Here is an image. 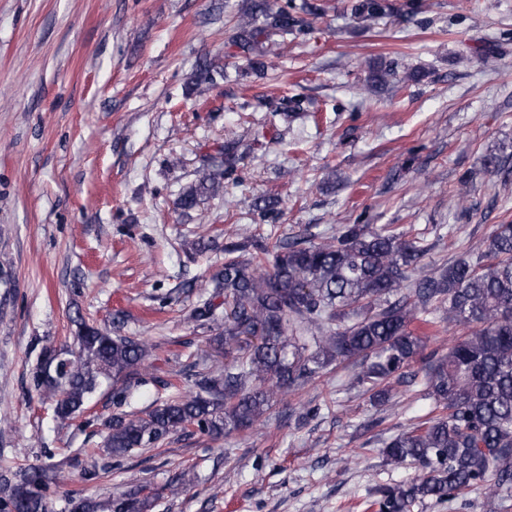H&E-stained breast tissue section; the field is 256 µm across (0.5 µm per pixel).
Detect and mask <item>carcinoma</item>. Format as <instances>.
I'll return each mask as SVG.
<instances>
[{"label":"carcinoma","instance_id":"carcinoma-1","mask_svg":"<svg viewBox=\"0 0 512 512\" xmlns=\"http://www.w3.org/2000/svg\"><path fill=\"white\" fill-rule=\"evenodd\" d=\"M387 0H353L356 15L377 18ZM309 21L288 0H247L232 42L247 66L265 71L262 56L288 39L310 34ZM224 77L207 60L198 64L190 95L203 99ZM231 144L196 171L180 196L193 210L201 198L224 191ZM421 238L386 227L340 224L324 241L294 239L272 246L248 238L224 246V266L203 284L224 291V315L206 301L197 319L224 323V368L194 380V391L144 416H115L104 444L114 456L146 448L189 426L215 438L249 430L272 406L333 367L357 368V382L383 405L389 383L422 384L438 415L386 442L382 455L394 468L414 465L409 482L374 491L377 512H410L416 503L445 504L480 489L489 498L512 493V223L495 226L484 255L462 258L425 273ZM440 320L459 336L440 356L429 354L423 377L406 372L424 357L425 342L410 325ZM71 359L47 345L33 372L35 388L64 421L83 411L98 388L112 383V398H127L126 383L141 374L148 346L82 319L75 320ZM45 473L29 468L19 478L0 475V512H47ZM133 488L105 504L73 502V512H146Z\"/></svg>","mask_w":512,"mask_h":512}]
</instances>
